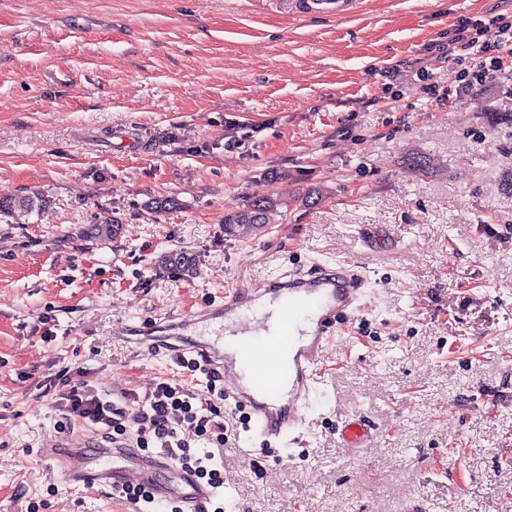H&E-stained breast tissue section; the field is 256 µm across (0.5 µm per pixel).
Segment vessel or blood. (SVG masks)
I'll use <instances>...</instances> for the list:
<instances>
[{"mask_svg":"<svg viewBox=\"0 0 512 512\" xmlns=\"http://www.w3.org/2000/svg\"><path fill=\"white\" fill-rule=\"evenodd\" d=\"M365 281L354 267L312 264L302 272L269 273L258 282L225 291L179 321L157 318L134 326L140 349L170 352L223 377L224 404L246 416V430L264 444L296 441L309 424L321 382L325 352L361 311ZM376 426L368 417L344 418L336 427L340 446L361 451ZM44 454L57 462L67 484L124 496L129 486L147 489V503L131 500L126 512L178 506L210 512L214 488L169 455L142 454L103 431L56 437Z\"/></svg>","mask_w":512,"mask_h":512,"instance_id":"b4317fda","label":"vessel or blood"}]
</instances>
